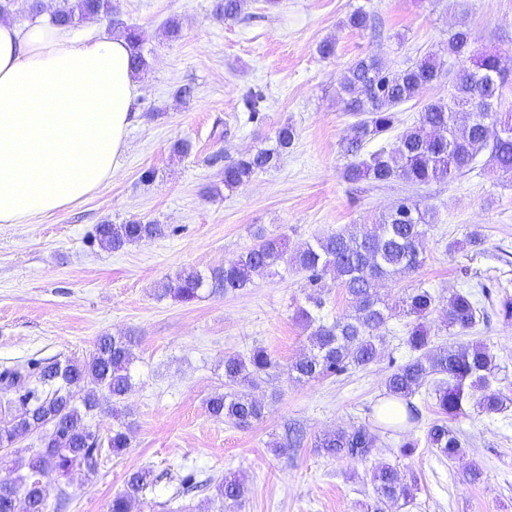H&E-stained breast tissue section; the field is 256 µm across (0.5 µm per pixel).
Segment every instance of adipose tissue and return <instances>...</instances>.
I'll use <instances>...</instances> for the list:
<instances>
[{
  "instance_id": "1",
  "label": "adipose tissue",
  "mask_w": 512,
  "mask_h": 512,
  "mask_svg": "<svg viewBox=\"0 0 512 512\" xmlns=\"http://www.w3.org/2000/svg\"><path fill=\"white\" fill-rule=\"evenodd\" d=\"M142 78L126 39L0 20V224H29L111 181Z\"/></svg>"
}]
</instances>
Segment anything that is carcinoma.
I'll use <instances>...</instances> for the list:
<instances>
[{
	"label": "carcinoma",
	"mask_w": 512,
	"mask_h": 512,
	"mask_svg": "<svg viewBox=\"0 0 512 512\" xmlns=\"http://www.w3.org/2000/svg\"><path fill=\"white\" fill-rule=\"evenodd\" d=\"M247 2L224 0L220 9L224 20L239 19ZM92 14L112 16V0H59L51 21L72 27ZM369 22V13L359 7L347 15L343 25L363 31ZM125 33L132 65L146 68L140 35L131 28ZM443 51L450 59L448 64L432 50L396 70L380 57L366 55L341 73L338 94L344 110L355 117L341 143L342 153L349 158L343 171L347 182L401 181L412 186L451 182L470 170L481 154L488 155L491 169L512 174V112L497 110L500 92L509 82L500 56L477 52L472 30L465 24L448 31ZM445 77L452 84L448 99L425 104L416 123L397 135L394 147L363 152L368 143L396 128L401 104ZM295 138V128L285 124L276 131L272 146L224 165V188L237 189L274 167ZM433 220L434 213L405 197L362 235L336 231L295 252L288 249L285 238L259 232L257 243L237 259L206 272L183 270L161 284L157 296L189 303L202 298L204 292L218 295L241 290L256 278L277 273L280 266L301 271L304 287L310 289L309 306L299 308L297 318L311 329L310 349L288 366V378L308 383L341 375L365 368L381 356L385 343L382 330L397 306L380 295L377 282L417 273L425 263L424 241ZM167 230V225L153 221L99 224L95 238L101 246L118 251L129 244L163 237ZM328 275L345 290L350 303L349 313L331 323L319 315ZM485 300L492 301L504 322L512 324V296L494 297L485 285L478 298L470 291H457L445 299L419 284L407 289L400 299L404 315L411 318L404 338L409 355L392 367L385 381L386 395L406 405L405 420L396 423L398 427L419 420L414 404L417 396L425 393L435 401L441 417L427 425L425 444L450 460L463 453L464 443L448 420L466 414L469 405L486 415L504 413L509 398L501 389L492 388L499 365L491 350L477 341L433 347L429 316L443 307L445 329L461 335L475 327ZM136 345L133 336H101L82 360L31 359L0 372V405L10 414L0 424V449H11L35 432L40 436L39 451L17 459L18 467L26 468L27 474L0 482V512H17L20 496L26 500V512H48L44 486L36 475H52L59 480L77 469L93 473L103 450L114 454L129 447L131 426L114 429L104 439L85 418L101 408L103 391L112 399V415H122L119 404L132 387L130 365ZM278 369L279 364L263 348L224 357V385L229 391L207 401L209 414L239 427L263 420L265 405L252 395V389ZM74 387L84 391L78 403ZM379 444L376 430L359 424L324 433L315 447L332 457L366 460ZM371 482L375 498L368 506L370 512H388L391 504L403 509L416 500V483L404 482L389 463L376 466ZM151 483L148 470L130 473L124 489L112 498L110 512H131L132 503ZM248 491L243 476L226 477L216 486L217 498L232 504L241 502Z\"/></svg>",
	"instance_id": "cac0c4a2"
}]
</instances>
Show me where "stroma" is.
<instances>
[{
	"instance_id": "obj_1",
	"label": "stroma",
	"mask_w": 512,
	"mask_h": 512,
	"mask_svg": "<svg viewBox=\"0 0 512 512\" xmlns=\"http://www.w3.org/2000/svg\"><path fill=\"white\" fill-rule=\"evenodd\" d=\"M217 3L112 0L111 18L75 25L80 35L108 36L123 24L142 36L148 66L128 150L112 182L90 197L31 224H0V370L31 358H83L105 334L137 340L133 385L122 403L130 447L103 454L95 473L45 479L48 504L64 489L63 512H109L126 475L145 468L153 482L132 512H366L371 472L387 462L418 479L409 512H512V409L492 416L471 410L454 420L466 448L452 460L420 443L412 455L400 453L404 436L419 442L424 424L437 419L430 400L418 403L422 426L381 433L368 461L315 448L324 431L374 421L390 359L408 354L406 317L389 321L385 353L366 368L306 384L280 372L261 383L255 394L265 417L241 428L212 418L206 401L224 389L226 355L262 347L285 366L306 352L309 332L296 317L306 303L303 274L283 270L187 304L157 296L183 270L204 272L237 258L257 232L285 236L296 250L373 223L404 197L435 209L436 219L423 268L384 281L382 292L395 299L421 284L447 296L491 281L512 293V175L487 172L481 156L450 183H349L340 144L353 118L338 95V78L356 58L377 54L401 67L444 45L460 24L471 28L476 49L497 52L512 69V0H251L234 22L216 14ZM358 7L380 20L381 34L344 27ZM171 19L181 25L176 40L164 35ZM327 39L336 43L329 59L318 53ZM252 92L264 97L257 121L244 105ZM287 123L297 136L277 167L225 189V164L272 145ZM180 140L191 143L189 154L174 152ZM131 220L172 232L119 251L91 242L96 225ZM476 227L483 245L457 249ZM465 338L487 344L512 387V325L492 316ZM293 424L303 444L276 455L272 442ZM474 467L484 472L476 484L467 479ZM231 473L248 481L241 504L214 500L209 489L183 490L185 476L217 482Z\"/></svg>"
}]
</instances>
